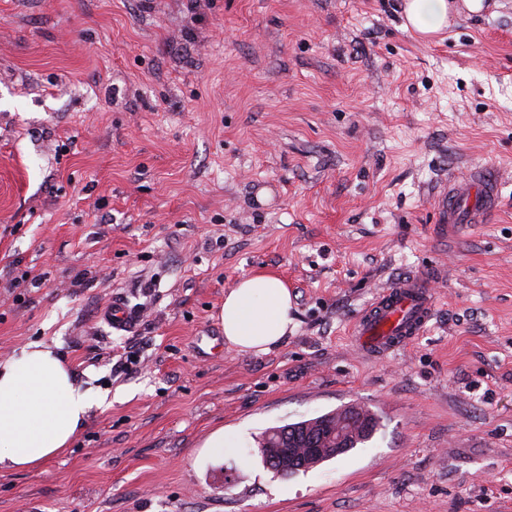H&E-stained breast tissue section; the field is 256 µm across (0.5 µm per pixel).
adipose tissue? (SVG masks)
I'll use <instances>...</instances> for the list:
<instances>
[{
	"label": "adipose tissue",
	"mask_w": 512,
	"mask_h": 512,
	"mask_svg": "<svg viewBox=\"0 0 512 512\" xmlns=\"http://www.w3.org/2000/svg\"><path fill=\"white\" fill-rule=\"evenodd\" d=\"M449 11L448 0H405L404 26L429 36L447 26ZM291 309L277 275H245L224 295V340L243 353H268L286 336ZM107 398L77 384L48 345L31 343L0 361V470L32 469L58 456Z\"/></svg>",
	"instance_id": "ef3b65f1"
}]
</instances>
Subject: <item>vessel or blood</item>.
Segmentation results:
<instances>
[{"label": "vessel or blood", "instance_id": "b4317fda", "mask_svg": "<svg viewBox=\"0 0 512 512\" xmlns=\"http://www.w3.org/2000/svg\"><path fill=\"white\" fill-rule=\"evenodd\" d=\"M499 203L498 184L483 169L467 179L450 181L438 196L442 224H483ZM433 314L431 284L414 278L394 284L357 319L353 336L357 347L383 355L418 336Z\"/></svg>", "mask_w": 512, "mask_h": 512}]
</instances>
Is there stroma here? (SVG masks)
Instances as JSON below:
<instances>
[{
  "label": "stroma",
  "instance_id": "stroma-1",
  "mask_svg": "<svg viewBox=\"0 0 512 512\" xmlns=\"http://www.w3.org/2000/svg\"><path fill=\"white\" fill-rule=\"evenodd\" d=\"M404 2L0 0V361L51 345L111 400L0 471V512H512V0H454L430 41ZM477 167L497 211L443 229ZM257 271L293 299L262 355L218 320ZM412 277L423 331L358 350ZM355 405L365 444L263 466L265 430ZM218 430L233 448L205 454ZM431 288L429 281L410 278L384 290L355 323L357 347L384 355L418 336L433 314ZM351 407L358 410V414L362 415L363 421L359 426H355L346 433L345 453L356 448L357 445L364 444L365 442L369 441L377 429V418L375 417V414L362 407Z\"/></svg>",
  "mask_w": 512,
  "mask_h": 512
}]
</instances>
